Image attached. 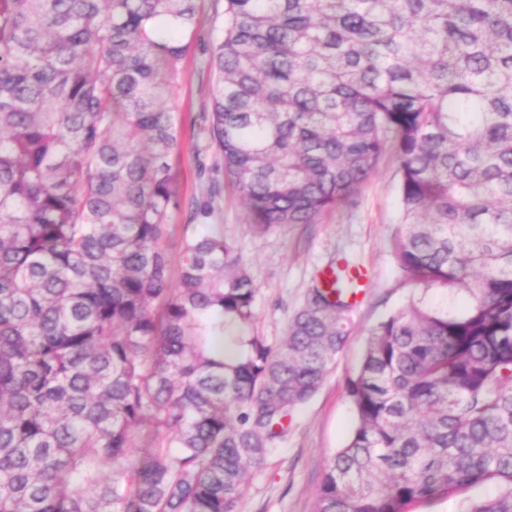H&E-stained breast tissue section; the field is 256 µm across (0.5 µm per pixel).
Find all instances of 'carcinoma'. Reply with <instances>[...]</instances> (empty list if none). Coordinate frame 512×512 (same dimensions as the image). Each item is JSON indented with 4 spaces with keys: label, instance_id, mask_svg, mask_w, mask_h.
<instances>
[{
    "label": "carcinoma",
    "instance_id": "carcinoma-1",
    "mask_svg": "<svg viewBox=\"0 0 512 512\" xmlns=\"http://www.w3.org/2000/svg\"><path fill=\"white\" fill-rule=\"evenodd\" d=\"M212 22L204 119L256 230L399 165L394 256L420 296L370 334L315 512L485 484L460 512H512V0H224ZM197 23L196 0H0V512H239L346 342L343 270L273 346L223 236L172 269L167 100Z\"/></svg>",
    "mask_w": 512,
    "mask_h": 512
}]
</instances>
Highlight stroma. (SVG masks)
<instances>
[{"label": "stroma", "mask_w": 512, "mask_h": 512, "mask_svg": "<svg viewBox=\"0 0 512 512\" xmlns=\"http://www.w3.org/2000/svg\"><path fill=\"white\" fill-rule=\"evenodd\" d=\"M200 21L170 103L182 123V149L174 165L178 209L168 217L165 248L177 259L183 239L201 233L190 206L205 201L216 184L212 228L232 242L258 288L255 330L280 343L288 322L304 300L313 277L331 261L348 257L365 273L368 286L346 314L347 341L317 394L299 408L285 441L270 450L265 465L252 471L240 512H314L324 462L344 447L355 413L346 393L360 367L368 338L383 319L405 307L412 295L399 278L393 244L401 229L400 176L393 154H386L362 186L354 204L337 207L315 224L254 229L239 195L227 186L224 169L202 127L210 109L209 53L218 36L212 0H198Z\"/></svg>", "instance_id": "obj_1"}]
</instances>
